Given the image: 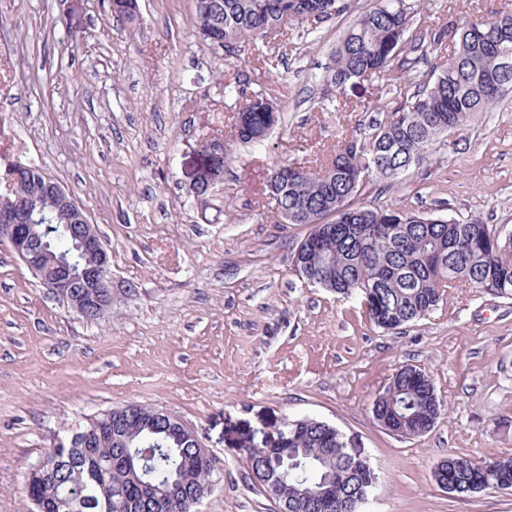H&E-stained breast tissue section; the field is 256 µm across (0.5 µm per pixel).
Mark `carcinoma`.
Returning <instances> with one entry per match:
<instances>
[{"mask_svg": "<svg viewBox=\"0 0 512 512\" xmlns=\"http://www.w3.org/2000/svg\"><path fill=\"white\" fill-rule=\"evenodd\" d=\"M347 9L344 0H198L197 27L224 34L216 49L232 53L241 44L254 52L268 48L271 36L290 23L328 19ZM404 0H378L355 17L336 47L327 84L343 91L352 81L381 79L394 68H408L412 59L398 50L409 28ZM455 41L454 55L436 66L434 81L415 90L383 113L370 136L349 133L317 171L297 162L294 178L280 181L277 163L269 173L270 199L278 224H311L310 243L297 244L300 276L340 295H357L367 304L374 325L396 329L430 312L441 291L458 284L495 288L512 295V233L487 235L479 221L460 223L420 212L357 205L353 199L370 177L395 180L408 167L428 157L438 135L458 128L501 100L489 87L497 77L493 45L507 43L512 54V10L491 21L469 22L448 37V27L431 34L441 44ZM225 87L241 99L232 113L235 140L263 147L270 114L281 123L279 103L241 86ZM207 162L224 174L227 146L214 142ZM27 194V187L0 174V204ZM332 212L334 222L319 220ZM43 237L48 251L77 259L74 241L56 215ZM158 408L128 404L112 414L92 416L78 426L87 446L54 445L56 457L27 478L25 493L35 499L34 512H56L61 499L80 495L79 512H192L195 502L212 490L206 464L194 439L173 416ZM443 412L433 381L421 368L396 369L374 400L372 413L381 426L410 431L417 437L434 427ZM252 480L281 512H355L367 501L378 477L366 458L348 455L339 431L310 418L289 419L274 439L244 449ZM495 465L488 488L512 484V456L489 460Z\"/></svg>", "mask_w": 512, "mask_h": 512, "instance_id": "carcinoma-1", "label": "carcinoma"}]
</instances>
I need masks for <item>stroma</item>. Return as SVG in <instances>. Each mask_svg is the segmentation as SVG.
Wrapping results in <instances>:
<instances>
[{"label":"stroma","mask_w":512,"mask_h":512,"mask_svg":"<svg viewBox=\"0 0 512 512\" xmlns=\"http://www.w3.org/2000/svg\"><path fill=\"white\" fill-rule=\"evenodd\" d=\"M285 27L274 59L213 48L194 0H138V20L108 0H0V173L43 166L99 228L112 309L87 321L0 244V512H31V466L87 416L136 402L178 417L217 478L199 512H276L242 453L286 418L334 425L381 477L364 512H512V490L453 497L436 464L512 454V296L447 289L423 318L385 331L359 298L308 284L291 252L311 230L274 221L268 173L311 163L340 129L367 136L384 109L433 79L453 44H424L411 69L348 92L333 109L323 78L358 14ZM411 33L489 21L512 0H406ZM240 82L283 108L263 147L230 142L224 177L190 190L204 137L227 135ZM366 206L428 212L512 232V93L440 135L392 183L368 180ZM429 372L442 415L404 438L373 418L395 370Z\"/></svg>","instance_id":"stroma-1"}]
</instances>
